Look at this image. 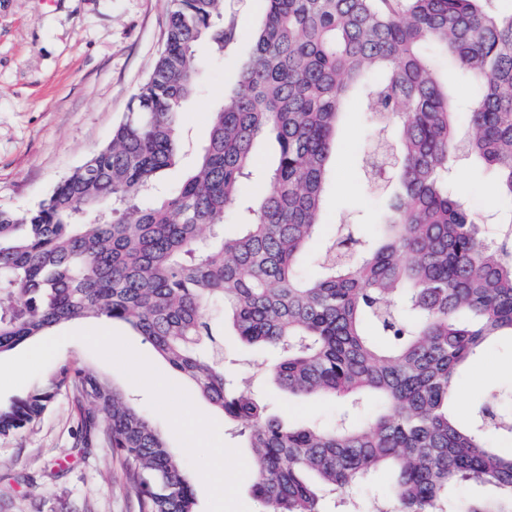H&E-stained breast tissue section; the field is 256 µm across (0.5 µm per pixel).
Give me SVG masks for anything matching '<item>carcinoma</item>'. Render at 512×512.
I'll list each match as a JSON object with an SVG mask.
<instances>
[{"label":"carcinoma","instance_id":"obj_1","mask_svg":"<svg viewBox=\"0 0 512 512\" xmlns=\"http://www.w3.org/2000/svg\"><path fill=\"white\" fill-rule=\"evenodd\" d=\"M224 0H170L166 39L111 141L35 209L0 210V354L78 319L130 325L196 395L240 427L266 512H331L382 468L390 494L359 512H512V420L492 396L452 412L464 364L512 337V14L492 0H267L249 57L210 112L209 143L163 187L198 88L196 46L224 56ZM469 84L467 102L457 88ZM376 136L364 176L393 164L371 238L340 224L302 276L331 185L328 158L351 100ZM275 162L255 164L258 141ZM480 163L508 209L471 214L457 171ZM259 177L254 199L246 181ZM501 225L485 239L481 223ZM224 306L238 336L280 352L288 394L340 397L334 422L292 426L224 373ZM75 446L110 448L140 512H196L167 434L109 377L53 365L0 405V435L33 428L61 393ZM375 408L362 419L358 413ZM493 497L458 502L460 484Z\"/></svg>","mask_w":512,"mask_h":512}]
</instances>
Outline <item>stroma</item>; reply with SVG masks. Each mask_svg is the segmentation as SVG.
Returning a JSON list of instances; mask_svg holds the SVG:
<instances>
[{"instance_id": "stroma-1", "label": "stroma", "mask_w": 512, "mask_h": 512, "mask_svg": "<svg viewBox=\"0 0 512 512\" xmlns=\"http://www.w3.org/2000/svg\"><path fill=\"white\" fill-rule=\"evenodd\" d=\"M169 0H0V208L23 212L49 197L60 180L107 144L128 103L150 73L164 42ZM265 0H225L224 16L236 24V40L223 59L207 44L199 87L181 109L186 147L165 176L177 185L208 143L211 109L223 99L248 58ZM373 127L353 107L336 134L329 157L334 183L320 229L331 238L343 216L353 215L361 234L375 231L380 192L363 181L361 158ZM457 180L470 207L482 215L498 207L493 178L479 166L459 169ZM113 379L130 402L149 406L145 390L95 354L84 342H65L55 356ZM269 350L224 336V365L273 414L289 422L325 425L341 405L331 399H294L264 375ZM454 407L468 421L493 392L512 389V338L503 336L471 359L457 381ZM76 410L67 396L56 399L36 427L0 436V512H139L120 458L108 448L73 444Z\"/></svg>"}]
</instances>
